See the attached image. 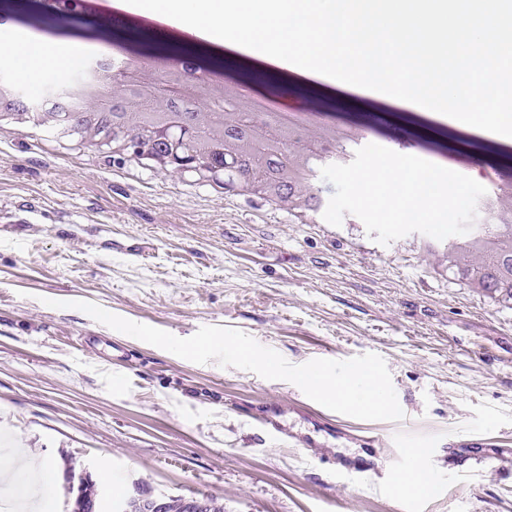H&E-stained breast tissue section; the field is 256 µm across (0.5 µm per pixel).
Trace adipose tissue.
<instances>
[{
    "instance_id": "ef3b65f1",
    "label": "adipose tissue",
    "mask_w": 512,
    "mask_h": 512,
    "mask_svg": "<svg viewBox=\"0 0 512 512\" xmlns=\"http://www.w3.org/2000/svg\"><path fill=\"white\" fill-rule=\"evenodd\" d=\"M131 12L156 20L176 19L199 32L216 47L240 51L254 62L287 66L290 71L325 79L331 77L340 53L356 59L348 78L337 88L362 92L381 86L383 101L402 105L423 101V115L461 130L504 142L512 141V41L494 38L484 19L512 24L504 0H480L463 7L462 0H411L401 10L391 0L393 27L382 30L372 16L354 17L352 25L337 30L345 19L343 0H129ZM223 16L224 24L209 29L206 17ZM432 52L418 59L405 81H396L384 65L387 46L413 55L422 40ZM80 43L47 35H27L0 44V59L26 64L31 74L59 76L71 68ZM464 63L452 78L438 72L448 52Z\"/></svg>"
}]
</instances>
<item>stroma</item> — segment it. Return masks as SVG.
<instances>
[{
	"label": "stroma",
	"mask_w": 512,
	"mask_h": 512,
	"mask_svg": "<svg viewBox=\"0 0 512 512\" xmlns=\"http://www.w3.org/2000/svg\"><path fill=\"white\" fill-rule=\"evenodd\" d=\"M310 110L331 103L364 140L439 163L438 144L493 165L500 146L449 132L438 140L370 96L326 84H258ZM289 206L227 197L173 172L144 169L107 146L64 147L46 125L0 130V501L39 512L43 483L14 485V449L53 461L58 512L69 475L99 479L104 508L132 481L205 495L224 512H512V305L495 307L451 277L419 233L381 245L362 221L294 224ZM87 301L187 338L234 328L299 365L374 353L391 375L402 421L331 411L296 385L195 364L75 309ZM280 405L307 431L320 415L344 430L320 447H288L258 421ZM452 437L501 447L461 466ZM428 446L439 493L381 489L401 449ZM368 456L367 472L339 471Z\"/></svg>",
	"instance_id": "obj_1"
}]
</instances>
